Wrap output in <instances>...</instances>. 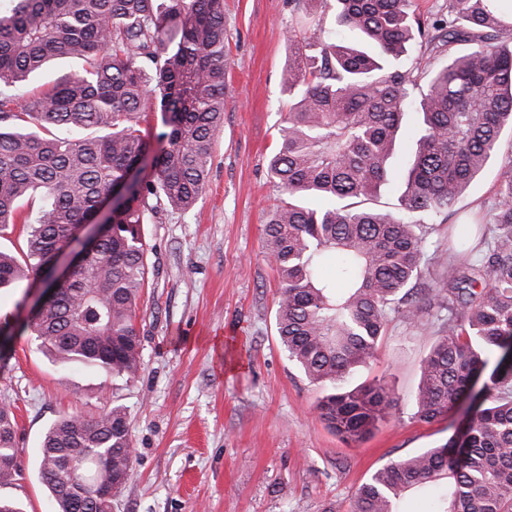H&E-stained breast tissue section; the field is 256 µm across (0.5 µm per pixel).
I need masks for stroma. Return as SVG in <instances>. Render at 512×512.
Here are the masks:
<instances>
[{
	"mask_svg": "<svg viewBox=\"0 0 512 512\" xmlns=\"http://www.w3.org/2000/svg\"><path fill=\"white\" fill-rule=\"evenodd\" d=\"M305 23L298 0H224V125L195 207L159 212L144 227L152 251L135 320L137 379L58 362L34 339L33 294L0 291V311L17 324L0 403L16 408L20 465L4 493L24 512L52 510L38 472L46 428L65 412L95 416L107 400L126 406L134 446L112 512H351L375 469L443 444L460 426L458 412L431 424L414 416L411 394L433 330L390 322L375 359L352 376L393 397L389 420L359 443L321 422V389L278 342L279 282L264 229L280 192L268 165L291 105L288 30ZM511 161L508 130L450 224L485 211Z\"/></svg>",
	"mask_w": 512,
	"mask_h": 512,
	"instance_id": "stroma-1",
	"label": "stroma"
}]
</instances>
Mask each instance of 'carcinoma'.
<instances>
[{"label": "carcinoma", "mask_w": 512, "mask_h": 512, "mask_svg": "<svg viewBox=\"0 0 512 512\" xmlns=\"http://www.w3.org/2000/svg\"><path fill=\"white\" fill-rule=\"evenodd\" d=\"M310 35L293 47L287 127L270 160L284 198L265 227L280 284L279 343L323 388L316 410L345 442L388 421L390 390L347 379L375 356L397 318L438 327L420 361L415 416L432 423L496 364L464 436L391 462L357 490L351 512H512V163L494 203L460 223L452 255L427 251L443 215L496 158L512 128V0H305ZM75 76L17 102L0 98V234L20 208L23 260L0 251V288L50 264L113 187L149 153L143 112L161 114L151 177L112 209L96 249L33 309L38 346L62 362L131 381L143 369L135 318L147 282L143 225L161 209L187 211L207 183L224 123V0H9L0 8V87L22 89L56 60ZM407 156L394 211L371 206ZM437 288H416L427 264ZM17 419L0 406V488L17 481ZM133 460L126 408L60 416L46 430L38 470L55 512H112Z\"/></svg>", "instance_id": "carcinoma-1"}]
</instances>
